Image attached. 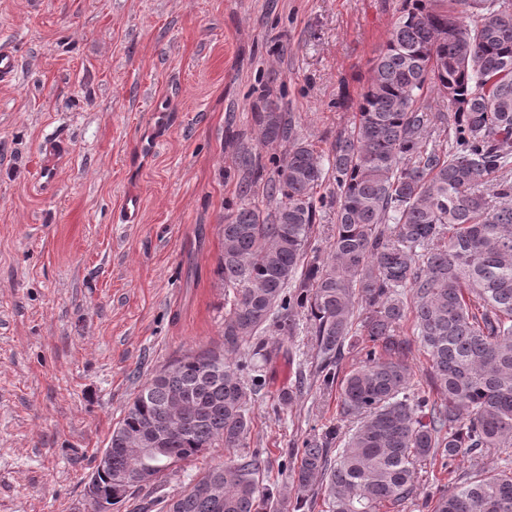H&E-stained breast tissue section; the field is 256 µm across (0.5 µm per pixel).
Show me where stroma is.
Listing matches in <instances>:
<instances>
[{
    "label": "stroma",
    "mask_w": 512,
    "mask_h": 512,
    "mask_svg": "<svg viewBox=\"0 0 512 512\" xmlns=\"http://www.w3.org/2000/svg\"><path fill=\"white\" fill-rule=\"evenodd\" d=\"M403 0H0V512H84L85 484L140 385L157 369L224 347L220 226L240 188L267 205L284 141L259 113L292 121L328 157L349 128L372 62ZM68 146L54 188L37 179L41 147ZM142 218L123 224L128 192ZM265 375L248 387L243 447L216 443L134 486L112 512L184 490L210 467L258 455L292 486L288 459L307 438L353 423L323 389L304 313ZM291 399L280 406L278 395ZM453 474L429 465L400 512Z\"/></svg>",
    "instance_id": "obj_1"
}]
</instances>
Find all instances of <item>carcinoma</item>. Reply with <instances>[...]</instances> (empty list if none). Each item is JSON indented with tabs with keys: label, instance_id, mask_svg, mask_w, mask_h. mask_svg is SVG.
Wrapping results in <instances>:
<instances>
[{
	"label": "carcinoma",
	"instance_id": "carcinoma-1",
	"mask_svg": "<svg viewBox=\"0 0 512 512\" xmlns=\"http://www.w3.org/2000/svg\"><path fill=\"white\" fill-rule=\"evenodd\" d=\"M476 16L469 24L462 13ZM435 94L446 111L421 100ZM264 136L289 147L275 165L267 216L243 201L225 217L216 275L224 288V351L188 354L140 385L112 430L102 491L148 464L147 481L215 442L243 445L250 429L236 359L269 326L288 337L306 310L317 379L338 377L341 350L363 308L359 367L341 383L356 426L336 458L325 439L298 449L291 512H383L413 499L418 467L512 446V0H404L375 58L356 119L332 146L336 191L315 196L327 171L292 124L269 113ZM448 128V138L428 139ZM336 214L326 261L307 260L317 216ZM412 293V307L404 302ZM429 354L436 397L411 390L400 328L407 314ZM174 430L140 455L146 425ZM259 458L209 468L160 512H273L288 499L260 480ZM431 512H512V468L439 493Z\"/></svg>",
	"mask_w": 512,
	"mask_h": 512
}]
</instances>
